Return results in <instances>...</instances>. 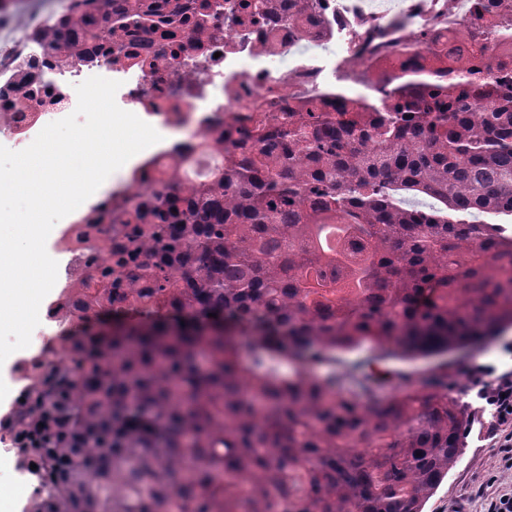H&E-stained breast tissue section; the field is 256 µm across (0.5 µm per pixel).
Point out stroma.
Returning <instances> with one entry per match:
<instances>
[{"instance_id":"35a3bbf8","label":"stroma","mask_w":512,"mask_h":512,"mask_svg":"<svg viewBox=\"0 0 512 512\" xmlns=\"http://www.w3.org/2000/svg\"><path fill=\"white\" fill-rule=\"evenodd\" d=\"M372 361L374 372L390 386L404 374L417 378L432 371L447 372L455 396L474 410L465 432L462 455L428 500L423 512H486L491 500L512 492V469L502 467L501 451L488 437L489 416L483 411V402L477 396L471 376V370L476 366L493 368L499 374L512 371V331L488 345L444 357Z\"/></svg>"}]
</instances>
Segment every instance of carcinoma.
I'll return each mask as SVG.
<instances>
[{
    "label": "carcinoma",
    "instance_id": "1",
    "mask_svg": "<svg viewBox=\"0 0 512 512\" xmlns=\"http://www.w3.org/2000/svg\"><path fill=\"white\" fill-rule=\"evenodd\" d=\"M315 0H285L280 16ZM268 0L224 21L264 18ZM475 32L409 46L373 81L351 63L323 105L213 138L205 177L172 158L110 198L112 264L75 289L49 377L0 416V442L45 491L24 512H423L472 416L448 374L380 395L336 350L442 355L512 325V0H476ZM187 26L177 0H71L33 30L47 56L92 63L125 32ZM429 198L422 209L413 200ZM216 317H211V314ZM38 462L35 469L31 463Z\"/></svg>",
    "mask_w": 512,
    "mask_h": 512
}]
</instances>
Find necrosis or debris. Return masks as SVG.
Masks as SVG:
<instances>
[{"label": "necrosis or debris", "mask_w": 512, "mask_h": 512, "mask_svg": "<svg viewBox=\"0 0 512 512\" xmlns=\"http://www.w3.org/2000/svg\"><path fill=\"white\" fill-rule=\"evenodd\" d=\"M208 2L212 10L203 34L188 28L173 37L159 31L147 38L128 33L121 39L120 51L102 46L94 64L79 68L44 56L33 40L14 39L9 27H0V136L11 139L17 149L26 148L47 124L75 110L77 84L100 76L119 82L116 103L121 109L167 130L192 128L193 138L175 142L172 150L189 156L204 170L211 159L194 152V138L218 135L228 115L252 117L272 101L285 109L320 100L329 79L355 56L376 74L400 71L413 61L407 47L411 30L463 32L472 10V0H405L401 23L395 26L388 15L365 13L359 0H319L316 13L323 22L319 39L341 41L346 51L344 58L326 61L295 56L296 32L277 20L230 26L218 0ZM289 55L294 58L292 66L280 70L278 61ZM22 66L29 76L23 92L17 93L11 86ZM101 232L98 224L71 227L58 245L62 260L57 287H72L77 279L111 262V254L85 247ZM66 312L62 296L47 306L32 333L35 353L21 361L22 372L47 374L52 359L40 348L68 329Z\"/></svg>", "instance_id": "necrosis-or-debris-1"}]
</instances>
